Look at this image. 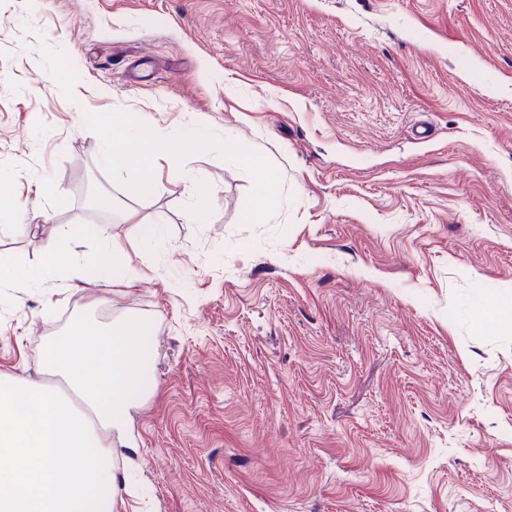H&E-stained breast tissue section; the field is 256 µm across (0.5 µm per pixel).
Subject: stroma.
I'll return each mask as SVG.
<instances>
[{
    "mask_svg": "<svg viewBox=\"0 0 512 512\" xmlns=\"http://www.w3.org/2000/svg\"><path fill=\"white\" fill-rule=\"evenodd\" d=\"M105 112L208 138L145 197ZM1 224L32 269L111 225L142 275L0 287V375L61 385L77 317L150 330L119 512H512V0H0ZM252 174L258 183L259 189L263 193L258 196L254 209L250 213L252 223H265L270 217L269 199L270 194L266 191L267 186L272 182V176L265 167V163L260 155H255L251 160Z\"/></svg>",
    "mask_w": 512,
    "mask_h": 512,
    "instance_id": "stroma-1",
    "label": "stroma"
}]
</instances>
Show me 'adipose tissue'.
<instances>
[{"label":"adipose tissue","instance_id":"1","mask_svg":"<svg viewBox=\"0 0 512 512\" xmlns=\"http://www.w3.org/2000/svg\"><path fill=\"white\" fill-rule=\"evenodd\" d=\"M198 128L160 140L147 132L105 140L104 160L143 170L142 194L156 188L157 157L175 159L200 141ZM96 245L94 265L73 250L74 229L60 227L45 252L39 275L70 273L87 284L134 280L108 228H88ZM144 326L127 320L104 327L75 318L63 336L42 349L50 371L69 388L61 393L22 376L0 378V512H112L128 491L126 472L112 460V440L123 437L134 395L151 386ZM68 456V473L58 460Z\"/></svg>","mask_w":512,"mask_h":512}]
</instances>
